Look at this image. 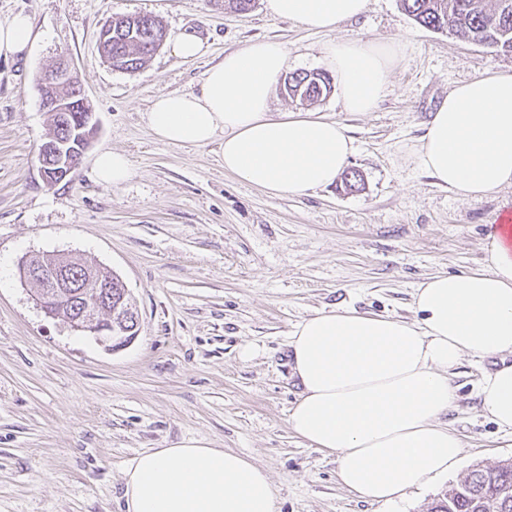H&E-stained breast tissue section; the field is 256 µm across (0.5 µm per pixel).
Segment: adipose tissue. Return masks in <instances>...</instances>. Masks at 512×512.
I'll return each instance as SVG.
<instances>
[{"label":"adipose tissue","mask_w":512,"mask_h":512,"mask_svg":"<svg viewBox=\"0 0 512 512\" xmlns=\"http://www.w3.org/2000/svg\"><path fill=\"white\" fill-rule=\"evenodd\" d=\"M368 0H264L266 12L319 32L362 15ZM29 15L0 20V55L30 56ZM402 46L332 41L322 64L344 108L372 111ZM288 66L278 42L261 40L207 69L200 92L157 98L146 114L159 139L203 146L224 141V169L276 196L336 182L354 153L340 121L315 112L272 113ZM417 163L459 198L512 188V73L456 84L432 113ZM414 320L353 307L320 311L288 337L300 392L288 424L311 448L336 454L338 478L372 503L393 504L462 466V445L445 417L463 357L501 358L484 372L481 414L512 433V225L485 238L483 263L435 274L413 295ZM125 512H276L268 472L242 454L200 441L150 448L124 472Z\"/></svg>","instance_id":"obj_1"}]
</instances>
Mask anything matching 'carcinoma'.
<instances>
[{
  "label": "carcinoma",
  "instance_id": "obj_1",
  "mask_svg": "<svg viewBox=\"0 0 512 512\" xmlns=\"http://www.w3.org/2000/svg\"><path fill=\"white\" fill-rule=\"evenodd\" d=\"M401 0L403 9L426 28L447 30L477 44L512 51V0ZM166 35L160 21L136 16L112 27V68L136 71L157 51ZM331 79L326 73H296L288 77V88H301L314 103L328 93ZM53 135L64 143L75 142L79 123L65 130L48 117ZM433 512H512V463L475 469L451 488L433 506Z\"/></svg>",
  "mask_w": 512,
  "mask_h": 512
}]
</instances>
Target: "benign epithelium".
<instances>
[{"instance_id":"7a95c632","label":"benign epithelium","mask_w":512,"mask_h":512,"mask_svg":"<svg viewBox=\"0 0 512 512\" xmlns=\"http://www.w3.org/2000/svg\"><path fill=\"white\" fill-rule=\"evenodd\" d=\"M72 89L70 96H57L54 89ZM41 106L50 114L65 116L71 112H80L78 127L81 141L69 150L61 148L57 138L52 137L41 146L40 171L43 179L57 183L66 179L78 166L98 129V120L81 84H79L71 61L62 58L50 69L41 73L38 82ZM21 279L38 284L34 289L36 303L46 316L65 321L72 330L92 336L108 349L115 350L131 343L136 335L128 334L120 324L112 322V289L106 282L97 283L98 295L91 300L85 299L83 288L74 282L69 273L68 260L63 254L41 264H31L29 259L21 261L19 267Z\"/></svg>"}]
</instances>
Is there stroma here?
<instances>
[{"label": "stroma", "mask_w": 512, "mask_h": 512, "mask_svg": "<svg viewBox=\"0 0 512 512\" xmlns=\"http://www.w3.org/2000/svg\"><path fill=\"white\" fill-rule=\"evenodd\" d=\"M28 13L39 39L29 58L0 56V512H122L124 471L149 448L189 440L246 455L272 480L276 512H429L451 475L400 503H369L337 477L335 455L310 448L287 419L299 387L288 334L322 310L352 306L414 319L412 294L437 273L478 268L491 224L512 189L462 200L412 151L458 83L512 72V52L418 25L400 0H369L333 33L224 0H0V20ZM150 15L167 44L136 72L112 69L98 34L116 16ZM196 34L203 57L171 43ZM275 40L288 73L321 70L324 45L402 43L375 109L345 111L338 90L314 111L347 126L360 191L341 184L276 197L225 172L222 141H159L146 114L173 92H196L225 52ZM70 59L99 120L64 181L40 175L50 133L37 76ZM104 150L126 153L132 175L96 181ZM63 253L119 274L138 335L111 350L37 307L19 275L23 257ZM254 347L243 358L244 347ZM493 359L464 357L447 421L463 472L512 462V435L481 416L476 385Z\"/></svg>", "instance_id": "35a3bbf8"}]
</instances>
